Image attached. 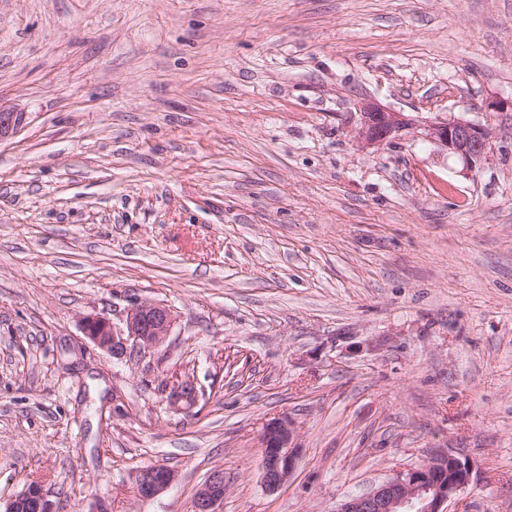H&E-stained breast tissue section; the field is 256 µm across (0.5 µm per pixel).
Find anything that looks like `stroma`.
<instances>
[{
	"label": "stroma",
	"instance_id": "obj_1",
	"mask_svg": "<svg viewBox=\"0 0 512 512\" xmlns=\"http://www.w3.org/2000/svg\"><path fill=\"white\" fill-rule=\"evenodd\" d=\"M512 0H0V512H334L456 449L512 512V121L474 171L357 104L495 121ZM180 314L115 359L79 318ZM195 375V413L164 384ZM297 466L261 480L260 433ZM176 482L155 499L138 471ZM28 113L0 104V142L14 137L28 124ZM296 430L288 418H275L263 426L260 434L262 448V481L274 492L290 477L296 467ZM176 473L168 469H163L161 465H152L141 469L136 476V489L141 499L150 500L166 489L175 481ZM224 500V471H212L193 498V512H220ZM25 510L33 512L53 511L51 504L46 498L42 488L34 490L33 492L27 488L22 493L10 500V502L7 504L5 512H27Z\"/></svg>",
	"mask_w": 512,
	"mask_h": 512
}]
</instances>
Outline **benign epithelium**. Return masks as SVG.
Wrapping results in <instances>:
<instances>
[{"label":"benign epithelium","instance_id":"benign-epithelium-1","mask_svg":"<svg viewBox=\"0 0 512 512\" xmlns=\"http://www.w3.org/2000/svg\"><path fill=\"white\" fill-rule=\"evenodd\" d=\"M360 122L355 138L367 150L401 139L413 132L460 157L473 169L485 158L497 127L476 124L460 118H440L419 124L411 116L388 109L372 99L359 104ZM28 113L0 104V142L14 137L28 124ZM178 323L176 311L162 302L130 301L120 324L99 313L85 314L80 319L84 336L98 350L114 358H125L133 352L146 353L162 345ZM169 408L189 414L200 398L193 375H184L164 389ZM296 430L287 418H275L263 426L262 481L273 492L281 487L296 467ZM473 468L470 460L451 449L435 452L422 465L396 471L372 490L341 501L335 512H448V503L469 484ZM176 473L159 465L141 469L136 476L140 498L150 500L175 481ZM224 500V471H212L199 486L193 498V512H220ZM5 512H52L43 490H24L7 504Z\"/></svg>","mask_w":512,"mask_h":512}]
</instances>
